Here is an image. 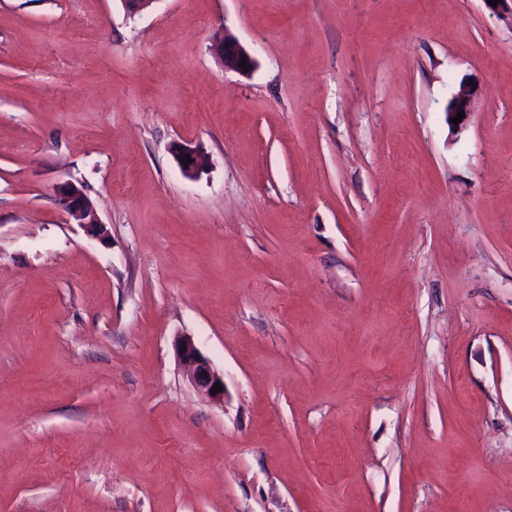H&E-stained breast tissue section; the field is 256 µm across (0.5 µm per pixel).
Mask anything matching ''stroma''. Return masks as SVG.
<instances>
[{"mask_svg":"<svg viewBox=\"0 0 512 512\" xmlns=\"http://www.w3.org/2000/svg\"><path fill=\"white\" fill-rule=\"evenodd\" d=\"M0 512H512V24L0 0ZM214 53L221 63L224 64V69L232 70L242 75L249 74L255 66V61L247 48L228 32L216 42ZM242 55L246 56L245 66H251L249 71H243L244 67L240 66ZM473 97L474 90L472 86L468 85L466 81H462L448 105V123L455 129L462 130L466 126L471 114ZM457 112H464L465 117L458 125H455L450 122V119H453L457 115ZM171 151L178 160L182 171L186 175L194 176L198 173L201 163L197 148L192 147L186 142H174L171 144ZM186 156H189L192 159V162L188 164V168H185L184 164L181 162V158H184L185 160ZM57 201L61 209L76 218L89 235L100 240L106 238L104 224L97 219L92 202L82 188L71 182L62 183L57 188ZM185 347V351H181ZM174 349L179 362L187 369L189 380L192 386L203 397L211 401L224 400V378L221 377L212 367L194 340L189 336H179L174 343ZM220 382L223 390L211 394L214 384Z\"/></svg>","mask_w":512,"mask_h":512,"instance_id":"obj_1","label":"stroma"}]
</instances>
